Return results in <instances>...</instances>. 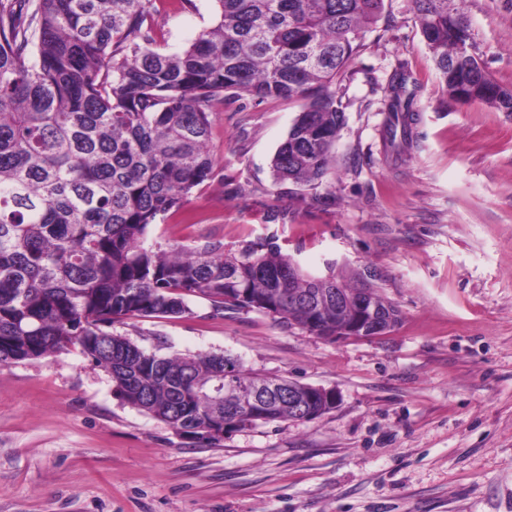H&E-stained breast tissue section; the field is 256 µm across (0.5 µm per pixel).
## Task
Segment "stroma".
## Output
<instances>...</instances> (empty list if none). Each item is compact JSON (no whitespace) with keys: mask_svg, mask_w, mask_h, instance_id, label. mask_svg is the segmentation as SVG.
Listing matches in <instances>:
<instances>
[{"mask_svg":"<svg viewBox=\"0 0 512 512\" xmlns=\"http://www.w3.org/2000/svg\"><path fill=\"white\" fill-rule=\"evenodd\" d=\"M462 8L475 53L512 88V0ZM216 11L160 0L161 49ZM401 63L417 120L395 157L383 89ZM337 91L327 203L271 175L297 103L229 97L213 109V179L148 241L234 252L269 238L311 274L366 278L400 325L331 342L257 311L214 317L200 299L190 317L112 327L164 356L227 354L334 390L335 408L193 445L78 351L0 365V512H512V113L449 100L412 0H384Z\"/></svg>","mask_w":512,"mask_h":512,"instance_id":"stroma-1","label":"stroma"}]
</instances>
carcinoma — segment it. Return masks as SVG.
Here are the masks:
<instances>
[{"instance_id": "cac0c4a2", "label": "carcinoma", "mask_w": 512, "mask_h": 512, "mask_svg": "<svg viewBox=\"0 0 512 512\" xmlns=\"http://www.w3.org/2000/svg\"><path fill=\"white\" fill-rule=\"evenodd\" d=\"M215 23L161 51L156 0H0V365L77 350L128 405L194 442L224 423L230 385L265 378L229 356L164 357L112 334L129 317L257 311L336 340L354 314L272 305L352 286L304 272L268 241L236 253L163 249L149 227L212 177L211 115L226 95L300 103L272 175L314 193L345 113L336 83L384 0H215ZM462 0H413L448 96L512 112V89L472 52ZM400 65L386 88L385 141L411 144L414 92Z\"/></svg>"}]
</instances>
